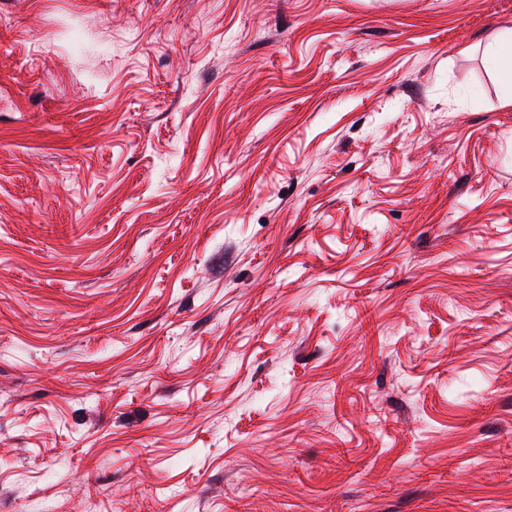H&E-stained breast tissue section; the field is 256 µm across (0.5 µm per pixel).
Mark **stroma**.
Instances as JSON below:
<instances>
[{
    "mask_svg": "<svg viewBox=\"0 0 512 512\" xmlns=\"http://www.w3.org/2000/svg\"><path fill=\"white\" fill-rule=\"evenodd\" d=\"M505 32L0 0V512H512Z\"/></svg>",
    "mask_w": 512,
    "mask_h": 512,
    "instance_id": "1",
    "label": "stroma"
}]
</instances>
